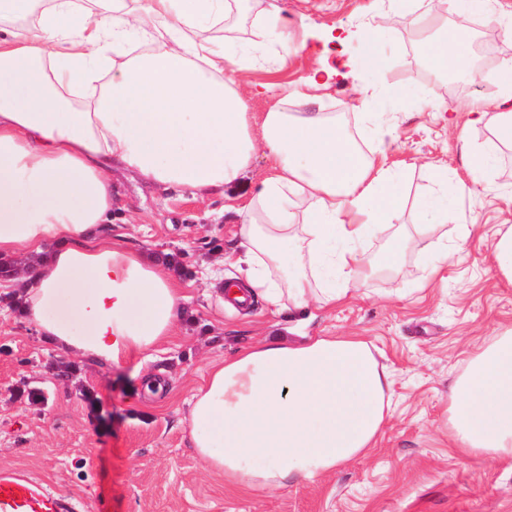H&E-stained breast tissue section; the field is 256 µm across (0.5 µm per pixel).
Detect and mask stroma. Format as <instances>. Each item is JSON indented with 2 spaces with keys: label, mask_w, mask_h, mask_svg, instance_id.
Returning a JSON list of instances; mask_svg holds the SVG:
<instances>
[{
  "label": "stroma",
  "mask_w": 512,
  "mask_h": 512,
  "mask_svg": "<svg viewBox=\"0 0 512 512\" xmlns=\"http://www.w3.org/2000/svg\"><path fill=\"white\" fill-rule=\"evenodd\" d=\"M253 3L238 23L214 28L212 36L248 39L256 18L276 12L292 19L289 36L297 43L339 25L365 33L390 16L383 39L396 52L387 78L411 102L385 117L389 160L403 173L406 230L417 224L416 203L432 186L429 166L463 178L462 141L498 150L497 170L459 196L448 216V241L463 243L462 258H449L446 279L423 288V257L410 250L404 273L371 277L310 321L277 314L259 297L252 309H233L224 303V284L245 275L232 257L239 218L223 195L196 199L113 167V234L161 255L189 283V308L176 335L151 357L99 367L39 336L16 291L0 288V469L40 479L81 512H512V461L460 454L447 427L448 388L469 354L512 327V287L491 261L496 232L512 226V149L498 147L488 127L468 122L472 103L497 95L496 80L479 83L469 64L460 83L429 80L413 17L395 0ZM320 66L315 53L286 56L270 43L263 62L232 78L253 116L262 117L288 89L295 93L289 111L335 113L372 155L379 140L370 115L376 84L345 68L315 101L299 99ZM262 84L275 92L254 95ZM304 334H356L370 342L392 380L383 441L313 484L230 490L191 446V396L212 362L248 344ZM150 378L161 383L159 392L147 393Z\"/></svg>",
  "instance_id": "obj_1"
}]
</instances>
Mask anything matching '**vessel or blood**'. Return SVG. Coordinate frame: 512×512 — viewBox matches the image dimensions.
I'll return each instance as SVG.
<instances>
[{
	"instance_id": "vessel-or-blood-1",
	"label": "vessel or blood",
	"mask_w": 512,
	"mask_h": 512,
	"mask_svg": "<svg viewBox=\"0 0 512 512\" xmlns=\"http://www.w3.org/2000/svg\"><path fill=\"white\" fill-rule=\"evenodd\" d=\"M75 505L28 475L0 472V512H74Z\"/></svg>"
}]
</instances>
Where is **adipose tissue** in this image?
Here are the masks:
<instances>
[{"mask_svg":"<svg viewBox=\"0 0 512 512\" xmlns=\"http://www.w3.org/2000/svg\"><path fill=\"white\" fill-rule=\"evenodd\" d=\"M415 14L434 72L466 62L471 15L511 18L502 0H401ZM229 0H0V256L25 259L22 312L60 350L109 366L172 336L190 300L149 251L112 233V165L192 196L238 183L257 149L272 164L236 206L246 288L276 311L332 309L380 269L402 271L407 251L447 223L448 172L417 203L414 235L391 232L400 175L386 147L366 156L328 112H265L251 130L232 72L268 42L283 53L327 55L359 40L384 73L379 38L336 27L312 43L288 19H259L238 43L204 37ZM455 11L456 31L447 29ZM149 50H141V43ZM472 121L512 146V55L499 92ZM386 240L376 261L364 245ZM389 376L360 336H307L242 348L214 363L190 401L193 448L239 490L312 483L377 447L388 422ZM448 431L460 453L512 459V328L472 352L448 393Z\"/></svg>","mask_w":512,"mask_h":512,"instance_id":"adipose-tissue-1","label":"adipose tissue"}]
</instances>
